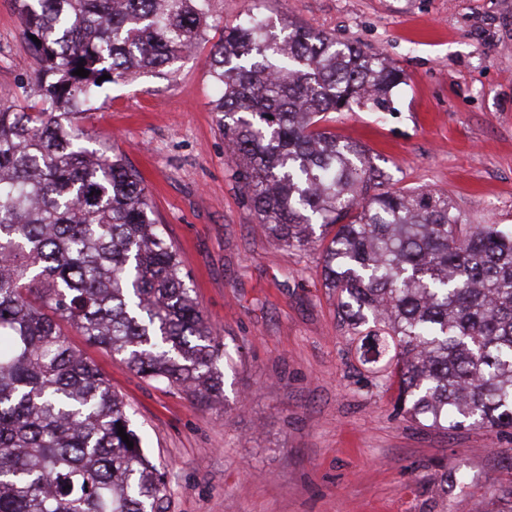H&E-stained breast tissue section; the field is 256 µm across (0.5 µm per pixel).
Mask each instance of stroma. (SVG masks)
Wrapping results in <instances>:
<instances>
[{"label": "stroma", "mask_w": 512, "mask_h": 512, "mask_svg": "<svg viewBox=\"0 0 512 512\" xmlns=\"http://www.w3.org/2000/svg\"><path fill=\"white\" fill-rule=\"evenodd\" d=\"M190 55L106 86L83 126L143 177L214 336L220 399L142 378L69 325L165 474L164 512H512V434L427 427L361 357L322 252L274 243L233 176L210 102L219 29L256 15L377 51L390 112L331 113L392 190L447 195L463 223L512 226V0H212ZM37 63L0 0V106L35 101Z\"/></svg>", "instance_id": "stroma-1"}]
</instances>
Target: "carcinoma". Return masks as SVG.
<instances>
[{
	"instance_id": "carcinoma-1",
	"label": "carcinoma",
	"mask_w": 512,
	"mask_h": 512,
	"mask_svg": "<svg viewBox=\"0 0 512 512\" xmlns=\"http://www.w3.org/2000/svg\"><path fill=\"white\" fill-rule=\"evenodd\" d=\"M14 2L38 103L0 108V512H157L163 473L57 321L204 400L224 394L221 345L142 177L75 120L104 84L191 53L210 0ZM209 76L268 237L301 248L336 228L324 285L349 325L372 321L364 340L399 403L434 426L512 430V227L462 224L445 195L382 189L363 146L319 127L331 112L391 111L401 71L311 27L244 22L223 29Z\"/></svg>"
}]
</instances>
